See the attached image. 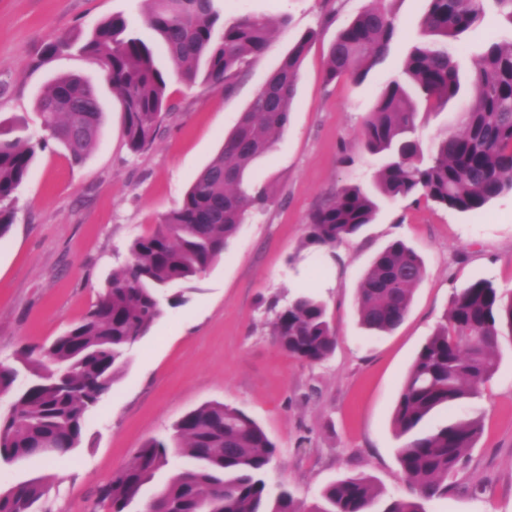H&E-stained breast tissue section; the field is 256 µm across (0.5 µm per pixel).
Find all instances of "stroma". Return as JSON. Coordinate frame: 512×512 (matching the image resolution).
<instances>
[{"instance_id": "obj_1", "label": "stroma", "mask_w": 512, "mask_h": 512, "mask_svg": "<svg viewBox=\"0 0 512 512\" xmlns=\"http://www.w3.org/2000/svg\"><path fill=\"white\" fill-rule=\"evenodd\" d=\"M369 0H220L227 15L271 18L276 31L231 90L188 84L165 54L172 105L153 145L131 153L112 84L92 59L72 52L41 61L44 46L89 34L122 13L139 20L141 0H0V132L41 135L37 99L62 74L95 88L101 135L89 157L72 164L58 146L40 152L13 203L14 221L0 239V362L23 345H42L77 323L128 260V246L174 208L216 155L251 98L305 33L297 103L276 149L252 176L274 181L277 201L241 225L221 258L183 286L184 302L168 309L132 349L111 391L89 416L74 454L0 466V489L42 478L44 512H91L96 490L151 437L205 403L218 401L253 417L276 446L266 480L312 505L331 482L372 477L385 496L405 495L393 409L422 344L445 320L452 296L479 279L512 294V194L477 213L399 199L373 224L330 252L303 246L310 213L345 186L373 184L378 160L361 141L375 97L410 47L423 39L425 0H385L396 37L387 61L359 84L324 79L330 42ZM504 20L488 8L455 43L462 72L483 46L502 36ZM400 238L424 262L403 323L369 335L356 315V292L373 258ZM310 293L324 302L336 349L309 363L273 344V302ZM500 364L478 397L440 408V426L478 416L483 431L465 465L450 475L447 497L429 512H512V337L499 339Z\"/></svg>"}]
</instances>
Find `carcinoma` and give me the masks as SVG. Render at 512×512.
<instances>
[{
  "label": "carcinoma",
  "mask_w": 512,
  "mask_h": 512,
  "mask_svg": "<svg viewBox=\"0 0 512 512\" xmlns=\"http://www.w3.org/2000/svg\"><path fill=\"white\" fill-rule=\"evenodd\" d=\"M427 40L413 46L402 68L381 87L363 125L366 149L380 160L374 186H345L310 214L304 245L331 251L374 223L382 203L423 198L458 213L483 209L512 193V0H493L507 32L473 62L472 103L455 128H440L428 146L418 135V104L434 109L458 97L459 65L452 44L485 15L487 0H426ZM144 24L169 60L189 81L198 76L230 87L246 63L264 53L273 24L265 16L225 17L215 0H143ZM314 33H305L253 96L224 146L204 167L181 202L159 224L137 236L129 260L112 275L83 318L42 346H22L15 363L0 366V461L43 457L53 441L65 455L80 447L88 415L129 364L133 339H141L166 309L184 303L181 286L205 274L224 254L241 224L276 202L269 181L251 178L258 159L272 152L288 127L297 97L299 69ZM395 24L377 0L348 21L328 48L324 77L360 81L388 57ZM92 58L112 82L124 114L129 149L155 141L167 102L166 74L153 45L125 18L100 21L83 43L64 38L46 48L55 56L74 46ZM44 135L0 139V238L13 223L15 194L37 154L54 142L81 164L103 123L98 98L76 74L54 78L37 100ZM421 256L404 240L389 242L365 270L357 288L362 326L375 334L395 330L421 281ZM512 334V298L476 280L456 293L445 323L428 337L405 377L393 411L401 475L408 494L386 498L374 481L349 476L327 485L306 509L285 488L271 493L265 479L275 445L243 410L222 402L184 414L169 438L145 441L130 462L97 490L95 506L129 512H426L425 504L448 495V476L466 462L482 431L481 418L462 417L439 428L425 423L441 406L477 396L498 369L497 340ZM271 336L288 355L307 362L328 358L336 331L323 302L299 295L277 311ZM186 460L149 497L144 486L170 464ZM40 479L0 491V512H41Z\"/></svg>",
  "instance_id": "1"
}]
</instances>
